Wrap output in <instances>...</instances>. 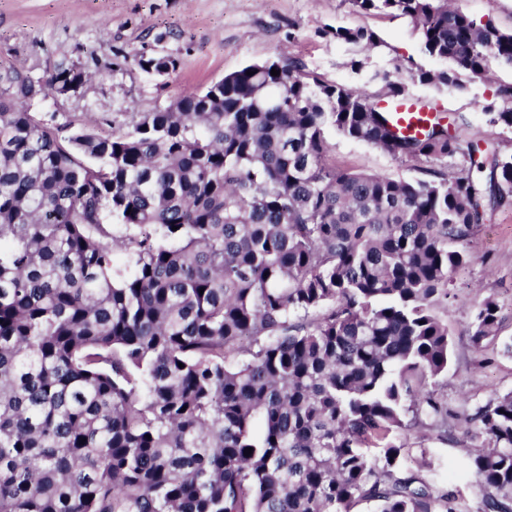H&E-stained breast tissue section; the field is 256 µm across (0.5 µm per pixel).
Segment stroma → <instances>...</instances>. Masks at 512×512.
Instances as JSON below:
<instances>
[{
  "label": "stroma",
  "mask_w": 512,
  "mask_h": 512,
  "mask_svg": "<svg viewBox=\"0 0 512 512\" xmlns=\"http://www.w3.org/2000/svg\"><path fill=\"white\" fill-rule=\"evenodd\" d=\"M362 26L385 42L358 70L356 50L323 37L326 26ZM169 55L178 69L169 77L150 75L140 55ZM282 56L302 61L324 81L382 92V74L403 81L400 66L413 59L427 69L440 61L421 50L405 18L356 11L351 0H0V66L41 80L60 68L88 74L71 93L53 92L32 109L57 123L73 117L102 120V132L131 129L141 113L167 106L183 94L204 90L246 64ZM512 83V68L493 65L485 75L466 78L464 91L412 84V98L433 105L443 122L482 151L512 154V131L495 126L482 111L496 86ZM330 160L352 172L395 178L419 176L418 163L395 159L372 146L329 131ZM472 259L452 274L448 323L453 358L438 388L453 416L447 434L404 430L406 470L419 471L437 489L467 502L481 495L459 465L470 443L464 404L484 403L512 391V203L490 209L465 244ZM493 298L499 306L496 334L474 345L467 331L474 309Z\"/></svg>",
  "instance_id": "35a3bbf8"
}]
</instances>
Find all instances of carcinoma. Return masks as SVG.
Returning <instances> with one entry per match:
<instances>
[{
  "instance_id": "1",
  "label": "carcinoma",
  "mask_w": 512,
  "mask_h": 512,
  "mask_svg": "<svg viewBox=\"0 0 512 512\" xmlns=\"http://www.w3.org/2000/svg\"><path fill=\"white\" fill-rule=\"evenodd\" d=\"M449 2L352 0L407 18L451 64L410 58L413 82L462 91V74L512 67V32ZM323 35L385 46L364 27ZM84 80L0 70V512H512V391L468 418L473 507L402 471L398 441L448 432L451 275L512 192V155L479 156L438 118L403 134L366 91L292 58L123 132L31 111ZM495 95L507 107L488 120L512 130V84ZM329 128L446 166L349 172ZM497 323L489 297L473 342Z\"/></svg>"
}]
</instances>
